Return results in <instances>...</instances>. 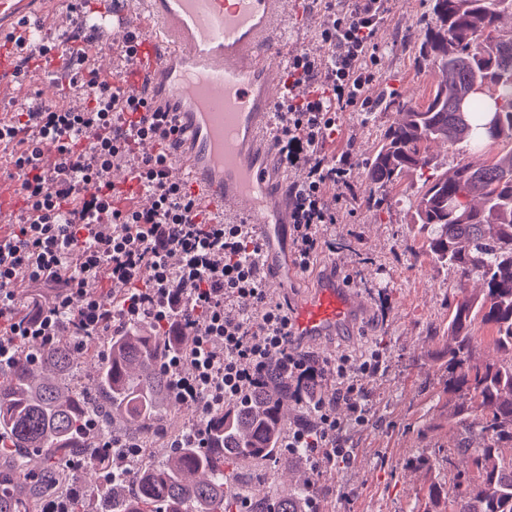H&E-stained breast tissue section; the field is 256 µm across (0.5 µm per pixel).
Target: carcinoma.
<instances>
[{"label":"carcinoma","instance_id":"obj_1","mask_svg":"<svg viewBox=\"0 0 512 512\" xmlns=\"http://www.w3.org/2000/svg\"><path fill=\"white\" fill-rule=\"evenodd\" d=\"M420 58L444 79L422 103L394 100L402 114L384 134L368 164L374 183H397L416 173L422 190L416 223L429 230L432 259L479 292L463 297L448 320L444 389L448 423L460 441L440 458L416 466L455 471L450 512H512V147L496 160L471 153L451 170L433 171L431 145L512 144V31L500 26L512 0H432ZM499 111L494 133L487 131ZM488 327L508 359L483 360L474 327ZM195 332L166 336L151 324L112 332L108 356L98 336L33 340L0 367V512H234L240 492L235 466L276 468L287 414L300 404L274 359L264 386L250 398L224 404L206 418L205 448H175L112 474L115 448L102 435L138 442L154 434L182 402L173 397L166 364L172 348H190ZM88 365L82 375L79 365ZM478 429L480 448L466 439ZM469 468L455 470L454 456ZM278 497L254 496L248 512H304L317 493L307 474Z\"/></svg>","mask_w":512,"mask_h":512}]
</instances>
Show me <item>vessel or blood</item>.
Instances as JSON below:
<instances>
[{
  "instance_id": "vessel-or-blood-1",
  "label": "vessel or blood",
  "mask_w": 512,
  "mask_h": 512,
  "mask_svg": "<svg viewBox=\"0 0 512 512\" xmlns=\"http://www.w3.org/2000/svg\"><path fill=\"white\" fill-rule=\"evenodd\" d=\"M287 0H140L138 19L112 7V26L141 33L137 52L113 82L146 92L153 108L176 115L181 144L173 165L202 210L246 224L266 270L282 268L288 186L269 166L267 135L280 102ZM360 308L342 280L322 281L294 308L292 332L316 340L349 326Z\"/></svg>"
}]
</instances>
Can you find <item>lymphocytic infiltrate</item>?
<instances>
[{"mask_svg":"<svg viewBox=\"0 0 512 512\" xmlns=\"http://www.w3.org/2000/svg\"><path fill=\"white\" fill-rule=\"evenodd\" d=\"M91 0H75L77 36L57 46L16 40L27 60L82 61L68 86L84 91L80 111L50 104L21 108L0 119V147L11 148L24 205L18 229L0 238V365L9 364L27 338L52 344L67 328L93 334L114 323L148 321L175 336L197 324L192 348L169 361L172 390L203 411L246 398L262 386L272 358H280L294 394L311 421L289 431L283 445L307 449L310 459L335 465L349 460L343 433L367 422L365 381L380 370L374 350L337 358L325 368L312 356L288 350V311L270 294L259 247L247 225L224 224L201 210L191 189L168 178L176 127L169 113L151 111L142 98L101 79L83 47ZM388 0H350L345 11L324 10L323 56L289 58L277 113L275 156L282 168L304 167L289 189L291 241L299 269H309L322 249L319 228L337 221L328 201L331 183L345 178L349 155L330 156L325 143L344 112L371 108L365 97L376 75L380 27ZM151 154H139L144 143ZM129 166L152 205H122L110 180L113 167ZM26 280L44 288L43 312L17 320L12 285ZM123 286L107 305L85 289L88 282ZM247 298L253 311L227 309V298ZM349 415L340 419L337 404Z\"/></svg>","mask_w":512,"mask_h":512,"instance_id":"1","label":"lymphocytic infiltrate"}]
</instances>
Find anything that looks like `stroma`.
<instances>
[{
  "instance_id": "1",
  "label": "stroma",
  "mask_w": 512,
  "mask_h": 512,
  "mask_svg": "<svg viewBox=\"0 0 512 512\" xmlns=\"http://www.w3.org/2000/svg\"><path fill=\"white\" fill-rule=\"evenodd\" d=\"M295 24L288 28L287 54H321L324 5L322 0H299ZM431 0H389L379 32L378 78L367 95L371 111L343 114L341 125L327 141L328 155L349 153L350 181L330 187L339 220L321 226L322 253L309 270L289 266L275 293L287 305L309 297L322 278L332 275L359 291L365 306L347 331L316 341L297 340V347L326 361L360 356L368 350L383 353L378 375L366 388L372 409L367 425L346 431L354 453L349 463L317 470L319 512H423L417 493L431 480L450 482L442 469L418 470L408 463L416 455L433 456L452 447L457 431L438 401L448 372L444 363V332L448 316L461 297L474 293L476 280L460 281L457 274L422 255L424 232L412 219V203L421 186L407 176L393 188L371 183L368 162L384 130L398 117L386 98L425 102L440 82L435 66L417 53ZM69 0H29L18 17L0 16V46L8 47L21 25L37 28L43 43L59 44L74 29ZM58 74L34 65L19 68L0 90V114L41 102L57 85ZM383 198L380 209L366 205L368 195ZM236 479L254 494H287L295 480L286 469L261 471L241 468Z\"/></svg>"
}]
</instances>
